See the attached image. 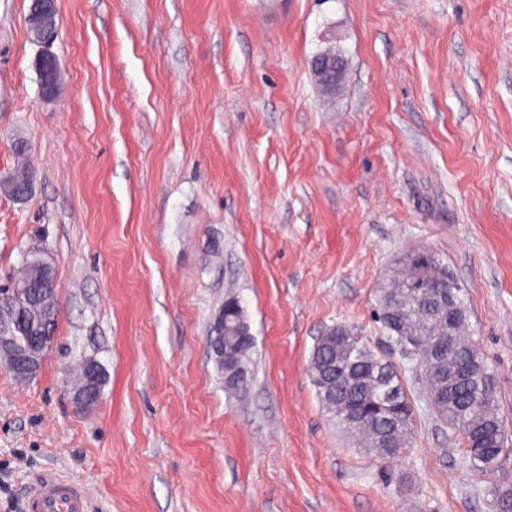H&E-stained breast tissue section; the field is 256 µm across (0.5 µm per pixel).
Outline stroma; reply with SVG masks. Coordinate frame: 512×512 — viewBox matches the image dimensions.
Listing matches in <instances>:
<instances>
[{"instance_id":"stroma-1","label":"stroma","mask_w":512,"mask_h":512,"mask_svg":"<svg viewBox=\"0 0 512 512\" xmlns=\"http://www.w3.org/2000/svg\"><path fill=\"white\" fill-rule=\"evenodd\" d=\"M28 5L0 0V175L21 146L36 173L0 192V289L44 250L60 313L34 378L0 369V512L47 474L90 512H496L512 455L476 473L411 381L412 447L381 459L309 361L339 324L383 344L379 285L429 250L512 434V0H58L53 101ZM230 292L254 338L235 392L208 343ZM312 71L317 85L326 92H333L344 77V66L339 62L336 51L327 50L312 60ZM100 372V366L98 363L94 361H89L87 366V371L84 376V381L81 380L79 382V385L75 388V394L74 397L77 400L80 405L89 406L97 403L99 401V397H101L102 389L104 385V378L103 373L99 375V378L97 380V384L95 387L96 392L98 393L99 397H97L95 394L91 392L92 386ZM78 397H80L81 402L78 400Z\"/></svg>"}]
</instances>
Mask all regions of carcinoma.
I'll use <instances>...</instances> for the list:
<instances>
[{
    "instance_id": "carcinoma-1",
    "label": "carcinoma",
    "mask_w": 512,
    "mask_h": 512,
    "mask_svg": "<svg viewBox=\"0 0 512 512\" xmlns=\"http://www.w3.org/2000/svg\"><path fill=\"white\" fill-rule=\"evenodd\" d=\"M17 157L6 191L22 195L35 171L26 162L23 148L17 149ZM445 271L447 267L434 254L412 249L379 288L378 320L386 337L398 346L404 366L399 368L391 356L374 352L357 329L338 325L318 340L309 370L316 380L328 362L342 368L330 383H314L317 394L341 429L384 459L402 457L410 450L413 405L403 372L414 373L432 412L461 437L471 466L487 473L506 455L509 439L496 412L495 396L486 391L488 368L481 372L473 368V361H483L473 340L455 335L448 327L438 333V323L448 318V306L438 304L448 294ZM53 282L51 259L25 256L13 289L0 298V305L21 311L29 331L38 332L59 318V306L49 309L34 296L36 289ZM224 303V358L238 368L245 384L253 337L240 300L229 294ZM487 492L497 512H512V488L494 485Z\"/></svg>"
}]
</instances>
